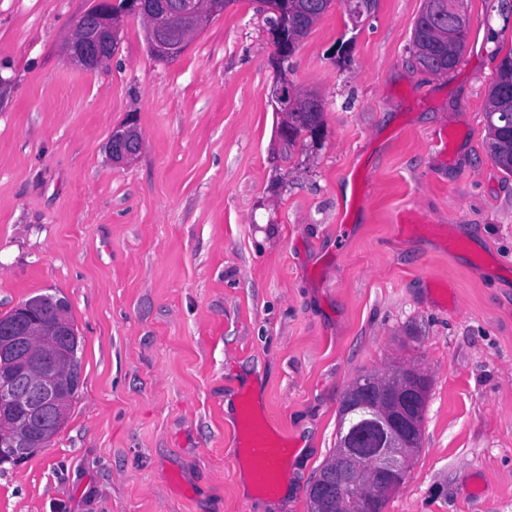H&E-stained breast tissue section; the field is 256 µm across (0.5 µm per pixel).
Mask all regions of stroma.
Listing matches in <instances>:
<instances>
[{
  "mask_svg": "<svg viewBox=\"0 0 512 512\" xmlns=\"http://www.w3.org/2000/svg\"><path fill=\"white\" fill-rule=\"evenodd\" d=\"M92 5L0 0V315L55 294L82 338L68 420L0 465V512H310L346 389L406 359L431 387L385 512H512V174L485 117L512 0H465L444 76L410 64L423 0L356 28L335 4L288 61L324 132L289 150L253 0L168 61L124 16L91 71L66 47ZM245 405L288 443L281 489L241 486ZM143 141L134 126H126L116 130L109 142V155L115 163L130 162L142 150Z\"/></svg>",
  "mask_w": 512,
  "mask_h": 512,
  "instance_id": "1",
  "label": "stroma"
}]
</instances>
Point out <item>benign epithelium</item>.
<instances>
[{"label":"benign epithelium","instance_id":"benign-epithelium-1","mask_svg":"<svg viewBox=\"0 0 512 512\" xmlns=\"http://www.w3.org/2000/svg\"><path fill=\"white\" fill-rule=\"evenodd\" d=\"M231 0H96L74 25L68 46L71 59L87 70H95L111 59L109 47L116 43L120 19L137 14L145 22L151 54L171 60L190 44L194 34L213 18L224 14ZM270 64L277 72L271 87L276 111L286 112L296 102L297 90L283 68L288 43L281 32L272 35ZM137 129L116 130L109 142V155L115 163L130 162L142 150ZM34 311H26L0 326V440L24 454L39 449L41 440L32 436L29 426L17 413L18 405L33 399L34 408L49 407L56 412L55 427L64 424V411L78 384L71 367L70 353L60 347L57 337L68 334L70 325L61 315L37 330L26 325ZM430 378L427 373L402 363L392 365L387 379L363 373L350 386L345 400L360 402L379 412L384 438L382 447L368 464L362 463L347 440L336 453V472L319 474L310 495L320 512L331 505L341 507L361 501L369 512L397 490L407 472V454L420 447L422 421Z\"/></svg>","mask_w":512,"mask_h":512}]
</instances>
